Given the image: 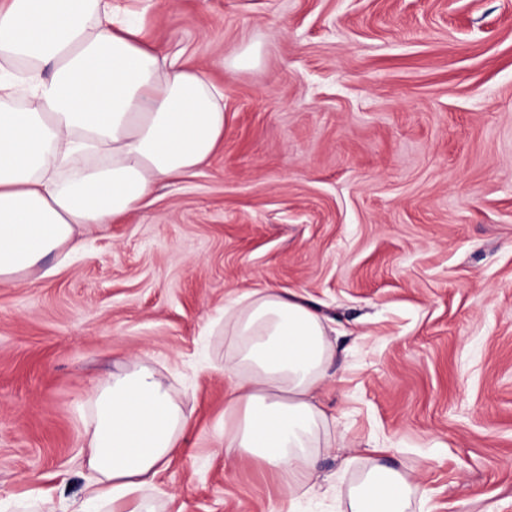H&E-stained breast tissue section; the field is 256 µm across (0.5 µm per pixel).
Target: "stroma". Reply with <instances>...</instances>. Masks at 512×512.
<instances>
[{
    "instance_id": "35a3bbf8",
    "label": "stroma",
    "mask_w": 512,
    "mask_h": 512,
    "mask_svg": "<svg viewBox=\"0 0 512 512\" xmlns=\"http://www.w3.org/2000/svg\"><path fill=\"white\" fill-rule=\"evenodd\" d=\"M113 3L223 84L224 139L0 284V500L73 512L91 396L144 363L189 418L154 512H288L223 451L224 307L278 288L335 329L345 445L300 512H349L375 463L420 485L408 512H512V0Z\"/></svg>"
}]
</instances>
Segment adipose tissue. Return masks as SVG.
Segmentation results:
<instances>
[{
	"instance_id": "1",
	"label": "adipose tissue",
	"mask_w": 512,
	"mask_h": 512,
	"mask_svg": "<svg viewBox=\"0 0 512 512\" xmlns=\"http://www.w3.org/2000/svg\"><path fill=\"white\" fill-rule=\"evenodd\" d=\"M222 91L181 56L141 38L112 0H0V283L78 251L159 185L200 168L224 137ZM233 357L224 459L312 493L332 423L317 399L334 348L326 317L267 288L224 310ZM188 418L153 369L116 373L94 393L89 471L76 512H150L142 492L182 448ZM401 473L370 467L349 512H408Z\"/></svg>"
}]
</instances>
